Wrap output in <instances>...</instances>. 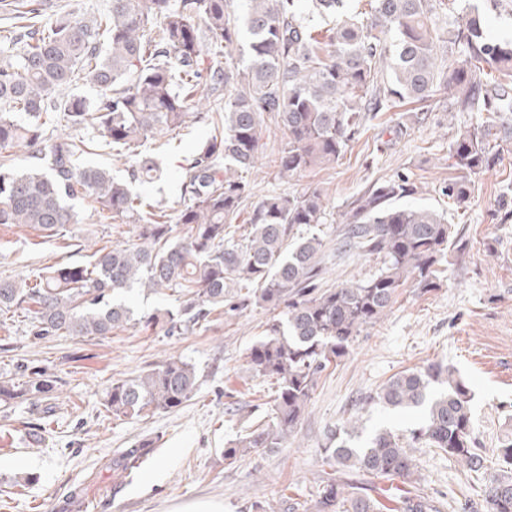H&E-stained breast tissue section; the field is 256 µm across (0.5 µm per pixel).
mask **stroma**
<instances>
[{
  "mask_svg": "<svg viewBox=\"0 0 512 512\" xmlns=\"http://www.w3.org/2000/svg\"><path fill=\"white\" fill-rule=\"evenodd\" d=\"M396 112H382L335 164L291 180L274 177L270 162L281 149L271 119L261 130L262 154L248 205L269 195H298L310 184L327 195L323 227L327 255L323 282L334 285L367 276L368 259H336V235L351 202L373 182L405 172L420 188L415 203L443 213L455 229L458 247L439 288L429 293L403 289L387 316L364 330L348 355L323 373L290 445L235 463L224 446L237 432L265 416L273 400L269 383L246 363L273 312L248 308L230 317L214 310L194 332L167 336L129 325L100 338L30 336L11 313L0 314V373L25 382L32 366L47 368L57 381L52 398L15 403L0 412V512H187L195 503H223L224 512H250L252 502L286 498L297 512H314L321 480L334 471L323 445L326 433L351 414L361 417L359 442L387 430L401 432L417 419L370 403V395L393 376L429 363H448L473 395L472 437L486 458L480 474L434 448L417 450L424 493L441 512H489L481 485L499 478L496 448L512 438V223H495L500 189L512 183V152L493 171L477 177L470 199L454 203L438 187L448 166L452 126L470 113L448 117L431 112L425 123L401 138L390 131ZM198 121L156 136L145 148L159 155L166 178L141 185L142 194L166 209L180 202L181 165L212 134ZM76 134L90 140L82 165L124 175L125 166L108 140L92 129L71 131L62 119L47 125V136ZM77 221L63 235L42 237L23 224H0V279L33 281L52 265L85 264L91 247L133 243V225L100 218L91 198L75 200ZM88 240L73 251L68 240ZM193 364L200 387L172 412L113 419L104 407L113 381L153 369L170 357ZM164 437L157 455L120 494L112 492V459L152 434Z\"/></svg>",
  "mask_w": 512,
  "mask_h": 512,
  "instance_id": "obj_1",
  "label": "stroma"
}]
</instances>
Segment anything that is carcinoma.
<instances>
[{"label":"carcinoma","instance_id":"carcinoma-1","mask_svg":"<svg viewBox=\"0 0 512 512\" xmlns=\"http://www.w3.org/2000/svg\"><path fill=\"white\" fill-rule=\"evenodd\" d=\"M362 1L365 10L348 0H309L303 11L299 0H241L238 14L234 0H110L97 17L62 13L42 28L35 19L44 0H0L15 21L0 45V150L23 146L37 160L24 170L7 155L0 161V224H25L52 238L77 223L68 201L88 196L101 214L134 225L136 234L130 245L96 250L86 265L50 267L32 284L0 280V311H23L38 338L112 335L133 321L130 308L115 300L130 288L185 296L178 310L144 318L167 336L202 324L216 307L230 317L253 305L278 311L247 352L248 368L277 385L268 421L227 442L230 464L287 446L321 374L387 315L402 288H438L454 241L451 225L435 211L397 205L419 193L406 174L370 185L346 214L337 251L375 260L366 278L319 286L326 198L317 185L298 196L265 197L253 207L246 234L235 237L232 224L261 155L263 117L273 118L282 135L276 177L283 179L337 162L380 112L417 103L415 123L444 105L450 113L472 112L475 121L448 143L457 175L440 186L458 204L469 199L473 178L512 151V39L486 33L488 11L505 10L512 0L469 3L451 16L448 0H356ZM243 31L244 66L235 55ZM441 46L448 48L444 58ZM79 78L97 95L58 99ZM221 96L224 114L199 111ZM51 112L110 139L117 156H132L127 178L79 167L84 140L45 138L42 118ZM21 114L27 119H17ZM205 119L214 133L186 158L183 202L169 221L134 190L162 175L157 157L138 147ZM493 219L512 222V184L501 189ZM176 224L183 235H174ZM198 382L194 365L172 357L113 382L105 407L116 419L176 410ZM55 388L37 366L22 387L3 375L0 405L39 400ZM369 402L422 409L425 416L403 433L377 432L363 448L350 444L359 417L330 431L324 454L337 471L386 485L366 489L331 477L315 512H439L417 487L419 448H437L470 472L484 469L472 438V392L448 366L403 372ZM161 440L143 438L112 458V495L139 474ZM482 493L490 512H512V477Z\"/></svg>","mask_w":512,"mask_h":512}]
</instances>
